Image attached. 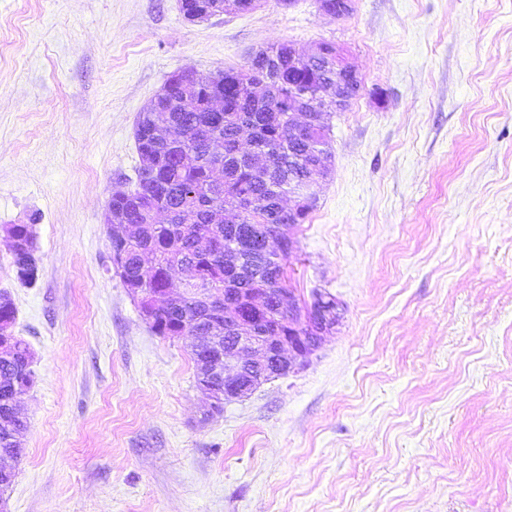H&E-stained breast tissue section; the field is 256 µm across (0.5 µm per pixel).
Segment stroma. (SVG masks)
<instances>
[{"label":"stroma","mask_w":512,"mask_h":512,"mask_svg":"<svg viewBox=\"0 0 512 512\" xmlns=\"http://www.w3.org/2000/svg\"><path fill=\"white\" fill-rule=\"evenodd\" d=\"M341 46L362 90L286 285L343 319L294 373L212 412L191 343L154 333L103 213L174 72ZM0 291L31 347L9 512H512V0H0ZM179 2L180 11L185 18L205 11L206 17L229 12L224 5L225 0H180Z\"/></svg>","instance_id":"obj_1"}]
</instances>
